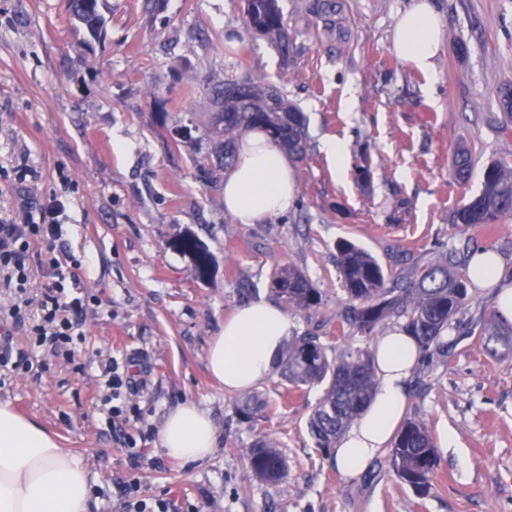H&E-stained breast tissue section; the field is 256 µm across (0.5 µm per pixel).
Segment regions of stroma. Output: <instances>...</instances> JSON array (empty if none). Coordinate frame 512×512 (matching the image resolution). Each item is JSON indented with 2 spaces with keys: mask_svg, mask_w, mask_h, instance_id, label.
<instances>
[{
  "mask_svg": "<svg viewBox=\"0 0 512 512\" xmlns=\"http://www.w3.org/2000/svg\"><path fill=\"white\" fill-rule=\"evenodd\" d=\"M108 2L106 34L88 47L65 0H0V167L29 165L40 177L24 193L0 177V208L34 215L51 189L73 186L57 249L69 257L65 295L89 303L70 357L33 348L17 327L13 354L32 369L0 376V401L83 457L92 512H125V484L168 512H512V355L490 356L482 337L494 289L470 287L441 349L408 382L405 416L426 423L438 455L424 496L401 484L384 452L356 479L336 471L308 431L322 387L294 392L273 373L256 387L268 409L249 427L240 394L206 364L227 316L248 300H275L269 276L281 265L322 294L319 307L290 311L296 334L332 337L339 352L369 347L339 329L341 240L375 257L391 286L443 262L468 276L477 244L512 278V215L492 226L452 222L488 161H512V119L499 106L512 82V0H427L443 24L428 75L393 50L412 0H337L341 38L312 13L313 0H281L284 55L246 34L241 0ZM231 77L276 86L306 120L293 203L254 224L237 223L221 184L201 180L203 151L171 142L178 127L205 121V81ZM331 138L347 148L344 171L323 150ZM462 152L471 173L460 183ZM186 232L212 256L207 278L172 246ZM116 363L129 370L125 399L139 417L112 415ZM189 398L209 412L217 446L182 463L161 449L159 427ZM262 435L288 459L274 487L248 472Z\"/></svg>",
  "mask_w": 512,
  "mask_h": 512,
  "instance_id": "1",
  "label": "stroma"
}]
</instances>
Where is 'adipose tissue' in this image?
Returning <instances> with one entry per match:
<instances>
[{
    "label": "adipose tissue",
    "instance_id": "adipose-tissue-1",
    "mask_svg": "<svg viewBox=\"0 0 512 512\" xmlns=\"http://www.w3.org/2000/svg\"><path fill=\"white\" fill-rule=\"evenodd\" d=\"M442 22L425 0H413L400 16L393 40L397 55L422 73H432ZM295 179L287 159L261 132L241 141L235 164L224 176V208L238 223L254 224L284 213L294 197ZM477 287L496 289V309L512 322V280L503 279L498 255L477 253L469 267ZM295 325L284 308L258 299L239 307L207 352V368L226 391L266 380L277 366ZM380 384L367 409L337 440L330 463L344 478L358 477L388 448L407 405V381L421 350L403 328L394 327L372 345ZM160 444L179 462L205 459L216 446L209 414L194 402L172 409L161 425ZM89 469L84 459L62 448L55 435L0 403V512H90Z\"/></svg>",
    "mask_w": 512,
    "mask_h": 512
}]
</instances>
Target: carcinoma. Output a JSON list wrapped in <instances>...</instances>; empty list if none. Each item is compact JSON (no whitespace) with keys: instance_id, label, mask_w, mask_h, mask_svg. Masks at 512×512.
I'll return each instance as SVG.
<instances>
[{"instance_id":"1","label":"carcinoma","mask_w":512,"mask_h":512,"mask_svg":"<svg viewBox=\"0 0 512 512\" xmlns=\"http://www.w3.org/2000/svg\"><path fill=\"white\" fill-rule=\"evenodd\" d=\"M248 31L288 48L287 19L280 0H242ZM106 0H67L69 17L93 39L105 25L102 9ZM313 11L329 24L336 14V0H315ZM205 93L210 112L202 134L175 144L195 147L206 141L211 167L200 169L201 178L213 181L236 160V136L242 130L259 129L281 151L293 157L306 152L307 129L302 112L284 95L255 80L226 81L208 85ZM512 214V163L506 159L489 162L482 175V189L461 204L452 216L459 225L496 224ZM173 247L190 256L195 271L205 276L211 257L193 235H182ZM337 266L343 278L349 313L346 323L364 338H370L385 319H405V330L426 352L440 345L442 334L451 328L468 301L463 279L448 264H435L422 271L408 288H388L379 262L351 241L337 244ZM272 289L291 308L309 310L321 304L322 294L301 271L280 266L271 275ZM483 336L488 350L495 354L512 352V323L495 314L484 322ZM282 377L292 386H324L308 422L320 448L332 447L338 436L366 409L375 392L374 359L367 350L349 348L340 355L321 337L303 334L294 339L283 354ZM266 402L254 392L242 398L237 407L240 421L252 422L261 415ZM398 478L418 495L432 488L437 463L434 441L425 423L408 420L398 430L389 453ZM250 473L275 486L288 470V462L276 441L260 438L249 453Z\"/></svg>"}]
</instances>
